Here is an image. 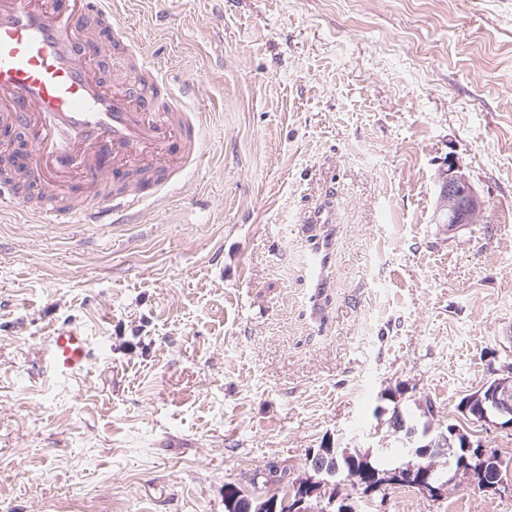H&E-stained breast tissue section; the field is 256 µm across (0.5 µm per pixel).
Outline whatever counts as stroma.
Segmentation results:
<instances>
[{
	"label": "stroma",
	"instance_id": "stroma-1",
	"mask_svg": "<svg viewBox=\"0 0 512 512\" xmlns=\"http://www.w3.org/2000/svg\"><path fill=\"white\" fill-rule=\"evenodd\" d=\"M129 29L206 113L204 156L114 224L0 215V512H224L310 449L382 457L390 417L512 429L460 400L512 369V0H129ZM487 205L436 223L447 163ZM335 212L313 320L300 218ZM100 347L78 380L37 368L52 322ZM432 416H425V409ZM356 512H512L457 477ZM258 499L250 498L242 494L236 486L226 488L224 508L226 512H258Z\"/></svg>",
	"mask_w": 512,
	"mask_h": 512
}]
</instances>
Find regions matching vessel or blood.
Listing matches in <instances>:
<instances>
[{"label":"vessel or blood","mask_w":512,"mask_h":512,"mask_svg":"<svg viewBox=\"0 0 512 512\" xmlns=\"http://www.w3.org/2000/svg\"><path fill=\"white\" fill-rule=\"evenodd\" d=\"M106 21L122 40L128 26L116 0H0V124L29 145L24 184L38 196L36 221L74 218L108 223L118 210L158 204L164 184L180 180L203 155L202 113L187 109L184 89L158 63L130 46L132 76L109 81L91 65L105 53L92 27ZM307 245L314 299L331 278V228ZM99 350L74 319L55 323L41 347L43 375L71 381Z\"/></svg>","instance_id":"vessel-or-blood-1"}]
</instances>
